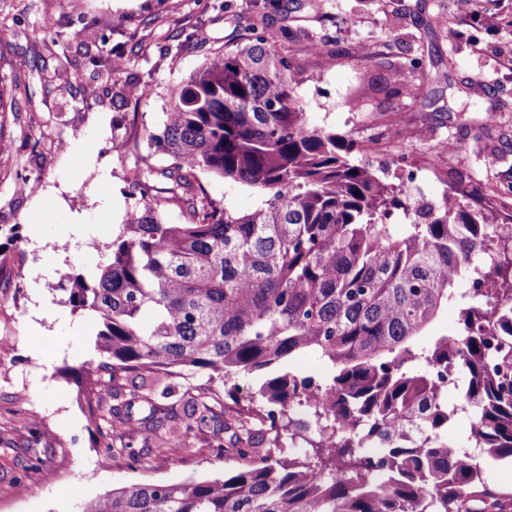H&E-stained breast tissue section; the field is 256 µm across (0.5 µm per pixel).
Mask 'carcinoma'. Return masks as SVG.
Segmentation results:
<instances>
[{
	"instance_id": "cac0c4a2",
	"label": "carcinoma",
	"mask_w": 512,
	"mask_h": 512,
	"mask_svg": "<svg viewBox=\"0 0 512 512\" xmlns=\"http://www.w3.org/2000/svg\"><path fill=\"white\" fill-rule=\"evenodd\" d=\"M283 36L263 25L214 53L171 89L159 131L125 136L132 203L109 262L62 288L108 357L87 363L101 457L142 468L150 443L188 453L213 422L207 446L227 469L126 484L80 512H512V490L465 463L512 461V206L491 224L499 197L460 186L417 206L352 160V143L310 123ZM207 176L261 204L230 209ZM448 305L456 330L422 344ZM302 351L323 374L282 368ZM128 371L208 380L180 414L135 385L108 405ZM450 384L473 410L461 442Z\"/></svg>"
}]
</instances>
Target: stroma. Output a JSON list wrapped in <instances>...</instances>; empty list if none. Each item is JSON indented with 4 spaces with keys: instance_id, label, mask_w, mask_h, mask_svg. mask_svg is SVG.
I'll return each instance as SVG.
<instances>
[{
    "instance_id": "stroma-1",
    "label": "stroma",
    "mask_w": 512,
    "mask_h": 512,
    "mask_svg": "<svg viewBox=\"0 0 512 512\" xmlns=\"http://www.w3.org/2000/svg\"><path fill=\"white\" fill-rule=\"evenodd\" d=\"M260 15L287 34L311 121L353 140L355 161L391 186L416 182L431 201L492 185L512 205V0H479L467 17L454 0H0V131L12 142L0 155V512H77L129 482L223 476L204 450L208 427L177 459L102 461L80 375L100 358L96 336L57 285L106 260L101 221L122 222L134 163L118 147L126 128L158 130L170 88L240 44ZM197 28L203 40H189ZM104 42L123 53L121 69L87 65L86 50ZM126 83L149 98L116 100ZM43 130L62 149L36 147ZM445 142L453 151L429 163V147ZM23 416L52 478L25 467Z\"/></svg>"
}]
</instances>
